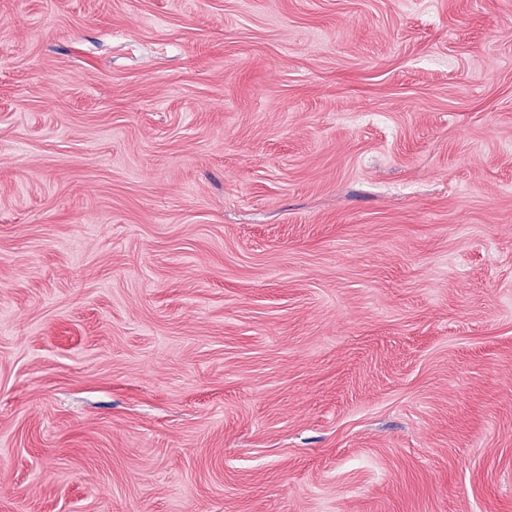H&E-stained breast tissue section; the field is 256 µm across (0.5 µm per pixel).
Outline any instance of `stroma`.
<instances>
[{
    "mask_svg": "<svg viewBox=\"0 0 512 512\" xmlns=\"http://www.w3.org/2000/svg\"><path fill=\"white\" fill-rule=\"evenodd\" d=\"M0 512H512V0H0Z\"/></svg>",
    "mask_w": 512,
    "mask_h": 512,
    "instance_id": "stroma-1",
    "label": "stroma"
}]
</instances>
